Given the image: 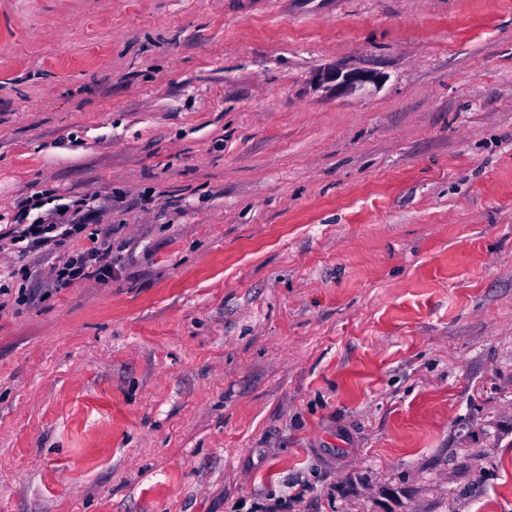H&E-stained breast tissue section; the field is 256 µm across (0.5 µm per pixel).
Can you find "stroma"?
Masks as SVG:
<instances>
[{
    "label": "stroma",
    "mask_w": 512,
    "mask_h": 512,
    "mask_svg": "<svg viewBox=\"0 0 512 512\" xmlns=\"http://www.w3.org/2000/svg\"><path fill=\"white\" fill-rule=\"evenodd\" d=\"M0 231V512H512V0H0ZM377 80L376 72L370 70L344 72L341 68L322 73L319 79V81L336 82V92L364 90L367 84H374ZM96 199L90 197L84 199L83 203L76 205L77 207L70 212L67 222L61 221V216L68 214L70 208L68 206L49 210L43 215L37 216L31 224L21 225L20 231H14L19 235L14 238L28 240L26 249L28 253L42 252L48 255L53 250L64 245L67 239L81 234L86 228L93 224H85L86 216L93 212ZM84 207H88L85 213H82ZM23 240V241H24ZM49 251V253H47ZM97 229L90 232L88 239L93 246L79 251L68 257L57 266H53L52 288H62L83 279L90 269L100 276L112 275V267L115 266L112 256V245L106 238H99Z\"/></svg>",
    "instance_id": "obj_1"
}]
</instances>
